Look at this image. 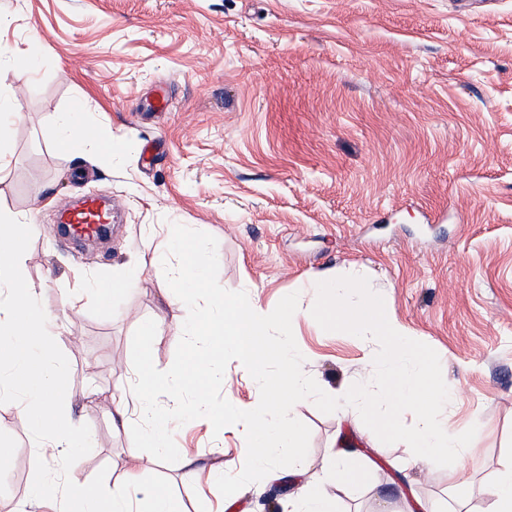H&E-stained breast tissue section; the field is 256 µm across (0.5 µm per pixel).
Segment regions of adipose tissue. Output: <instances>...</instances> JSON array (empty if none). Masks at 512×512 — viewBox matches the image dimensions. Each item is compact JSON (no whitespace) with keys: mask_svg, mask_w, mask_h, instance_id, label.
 <instances>
[{"mask_svg":"<svg viewBox=\"0 0 512 512\" xmlns=\"http://www.w3.org/2000/svg\"><path fill=\"white\" fill-rule=\"evenodd\" d=\"M53 143L60 148L82 142L98 152L114 155L131 147L129 141L112 139L99 127L89 123L84 113L66 112L53 126ZM139 486V468L131 466L124 481L106 489L89 485L68 487L60 500L58 512H133L132 491Z\"/></svg>","mask_w":512,"mask_h":512,"instance_id":"adipose-tissue-1","label":"adipose tissue"}]
</instances>
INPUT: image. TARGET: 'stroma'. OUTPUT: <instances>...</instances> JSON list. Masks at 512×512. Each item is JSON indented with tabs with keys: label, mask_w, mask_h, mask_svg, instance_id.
Segmentation results:
<instances>
[{
	"label": "stroma",
	"mask_w": 512,
	"mask_h": 512,
	"mask_svg": "<svg viewBox=\"0 0 512 512\" xmlns=\"http://www.w3.org/2000/svg\"><path fill=\"white\" fill-rule=\"evenodd\" d=\"M0 66L34 50L0 109L19 115L0 134V208L33 215L28 277L45 311L63 320L70 371L66 406L95 447L73 482L165 485L182 512H280L302 481L336 512H449L512 458V0L461 10L456 0H0ZM88 112L132 151L106 158L86 145L58 149L59 113ZM98 193L119 217L107 252L68 248L57 212ZM192 224L218 241V281L273 310L285 293L327 270L368 277L414 339L439 355L459 393L448 422L476 435L465 480L383 444L352 407L311 401L294 413L310 431L305 476L279 469L229 497L210 476L239 473L245 437L204 418L177 426L180 461L132 454L127 425L108 412L133 385L132 337L146 319L152 354L168 369L180 311L158 262L163 237L148 224ZM138 288L112 305H70L82 280L109 284L129 264ZM307 370L344 393L365 382L370 339L293 326ZM80 345H73L72 337ZM0 512L31 502L37 452L23 413L0 404ZM362 465L337 491L335 453Z\"/></svg>",
	"instance_id": "35a3bbf8"
}]
</instances>
